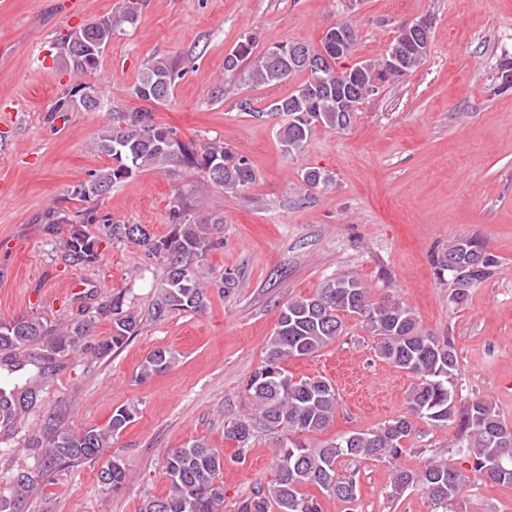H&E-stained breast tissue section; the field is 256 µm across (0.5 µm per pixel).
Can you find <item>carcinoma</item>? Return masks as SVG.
Returning <instances> with one entry per match:
<instances>
[{
  "label": "carcinoma",
  "mask_w": 512,
  "mask_h": 512,
  "mask_svg": "<svg viewBox=\"0 0 512 512\" xmlns=\"http://www.w3.org/2000/svg\"><path fill=\"white\" fill-rule=\"evenodd\" d=\"M143 0H128L115 14L96 17L80 32L66 34L56 43L63 67L74 73L98 70L112 35L135 28ZM357 41L352 34L341 47L322 37L320 45L285 42L262 52L244 38L224 57V71L244 75L253 86H269L288 81L297 74L305 81L293 93L274 100L267 115L288 114L278 125L283 151L292 156L302 151L317 126L346 130L353 113L343 111V100L354 102V109L366 100L377 84L394 82L412 73L427 55L398 36L388 53L344 67ZM179 70L164 55L152 57L134 88L137 98L163 102L170 98ZM172 127L155 122L147 110L117 112L104 127L92 149L107 155L112 164L92 172L89 179L67 191L55 205L38 214L33 223L43 225L49 242L59 245L61 260L71 267L96 262L101 244L129 242L144 251L145 257L163 268L148 307V317L161 322L181 312L202 313L207 307L202 270L209 252L220 244L214 239L224 217L213 215L197 221L188 203V193L175 189L170 208V231L156 237L144 224L114 222L98 217L92 203L99 202L146 166L168 170H192L203 180L227 194H236L255 181L252 162L235 156L222 141L180 140ZM305 185L325 190L332 177L310 167L303 173ZM78 203L71 211L61 203ZM97 223L92 233L88 225ZM486 244L475 237L454 239L433 259L436 278L451 287L452 301L462 305L470 291L493 274L498 261L487 253V261L475 264V250ZM355 314L366 331L377 339V355L413 375L417 382L409 397V414L393 418L375 429L353 431L314 448L302 436L324 430L333 419L338 398L336 388L326 379L305 377L296 380L282 368L291 358L311 357L343 333V316ZM108 320L112 335L89 345L97 322ZM141 319L129 311L126 293H112L97 302L94 314L84 313L68 322L54 323L42 316H20L0 323V352L11 372L31 365L45 372L56 356L93 347L95 355L106 357L137 334ZM37 347L40 352L20 362L17 355ZM177 361L171 349H156L142 362L138 376L147 380L170 369ZM459 357L449 336H434L420 330L414 313L400 301H373L370 287L360 278L338 275L326 280L315 294L290 299L279 311L276 328L267 341V358L249 378L246 391L256 416L237 419L224 426V438L237 444L238 459H245L255 433L264 429L283 432L286 437L274 449L276 480L241 500L237 512H325L322 500L302 492L315 485L327 498L353 503L357 498L355 472L344 467L347 461L391 460L398 456L412 437L414 418H423L435 427L457 425L458 435L473 456L471 471L492 483L512 486V428L505 425L492 402L474 399L457 406L456 377ZM37 404V386L32 381L0 386V428L10 434L23 416ZM136 408L120 406L113 410L103 427L72 429L53 424L31 441L41 449V475L93 461L112 447L135 419ZM224 457L202 440H194L167 451L164 494L147 501L144 512H224ZM128 479L123 459L114 456L98 473L100 485L119 491ZM469 475L443 460H431L420 470L393 471L391 496L419 487L434 504L445 509ZM34 484L23 469L10 477V491L0 495V512L20 507Z\"/></svg>",
  "instance_id": "carcinoma-1"
}]
</instances>
